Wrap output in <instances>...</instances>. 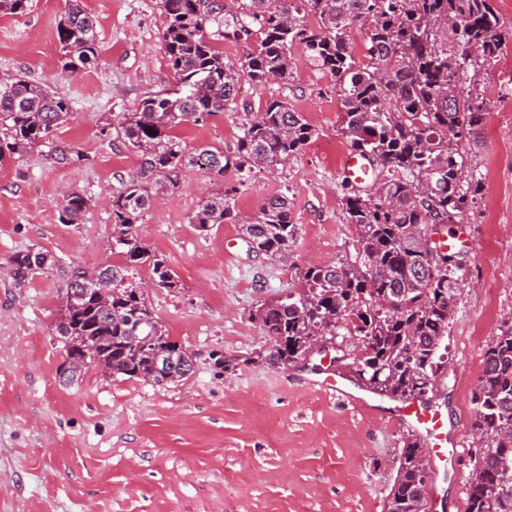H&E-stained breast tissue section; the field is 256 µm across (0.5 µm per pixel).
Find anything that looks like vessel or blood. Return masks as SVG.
I'll list each match as a JSON object with an SVG mask.
<instances>
[{"mask_svg": "<svg viewBox=\"0 0 512 512\" xmlns=\"http://www.w3.org/2000/svg\"><path fill=\"white\" fill-rule=\"evenodd\" d=\"M342 167L343 177L355 183L363 184L370 178V166L360 152L346 153ZM347 382L348 378L343 372L331 371L319 387L343 404L369 407V397L352 393ZM390 414L395 425L415 430L433 442L435 450L430 456V464L446 468L454 465L458 456V441L439 404L430 399H414L391 406Z\"/></svg>", "mask_w": 512, "mask_h": 512, "instance_id": "obj_1", "label": "vessel or blood"}]
</instances>
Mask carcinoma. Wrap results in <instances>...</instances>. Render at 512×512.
<instances>
[{"label": "carcinoma", "mask_w": 512, "mask_h": 512, "mask_svg": "<svg viewBox=\"0 0 512 512\" xmlns=\"http://www.w3.org/2000/svg\"><path fill=\"white\" fill-rule=\"evenodd\" d=\"M31 0H0V14H22ZM166 23L162 45L175 88L144 96L118 117L117 134L142 162L124 191L112 199V239L120 265L97 278L109 284L99 302L84 298L86 273L71 268L60 281L63 306L56 332L64 361L60 378L82 370V348L95 346L97 366L114 378L152 376L156 384L186 377L175 370L153 374L159 354L177 347L146 306L127 272L148 264L161 288L180 287L164 260L139 239L136 223L150 203L148 187L176 185L185 168L206 167L216 179L234 175L200 204L192 223L241 224L248 250L284 260L299 227L288 190L267 198L252 222H240L237 198L254 169L275 167L301 151L313 127L288 101L272 98L253 113L239 100V83L293 81L291 48L303 47L310 63L329 75L341 101L340 131L352 150L365 154L373 181H344L352 250L338 262L299 269L300 289L265 304L259 319L270 338L269 360L297 362L311 344L336 339L338 327L365 342L357 352L334 345L366 389L409 400L434 391L443 368L444 340L465 269L434 236L452 232L481 196L482 181L465 167L470 135L485 116L474 88L479 68L499 55L512 32L502 29L495 0H159ZM363 30L358 58L348 42ZM65 52L62 69L75 73L96 59L97 24L81 0H68L56 26ZM256 37L244 57L232 60L214 45ZM72 112L69 99L23 77L0 80V165L54 136ZM225 112L239 120L235 148L187 150L174 130ZM90 199L64 197L61 220L76 224ZM56 265L43 252L9 259L17 288ZM474 427L486 438L478 451L466 512H512V324L486 350L472 395ZM429 481L424 444L404 440L397 477L384 512H422Z\"/></svg>", "instance_id": "obj_1"}]
</instances>
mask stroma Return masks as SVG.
I'll use <instances>...</instances> for the list:
<instances>
[{"label": "stroma", "instance_id": "1", "mask_svg": "<svg viewBox=\"0 0 512 512\" xmlns=\"http://www.w3.org/2000/svg\"><path fill=\"white\" fill-rule=\"evenodd\" d=\"M99 33L94 64L61 68L56 26L66 0H32L22 15H0V75H23L72 101L59 141L80 151L58 164L41 143L0 167V512H383L406 429L380 411L337 405L312 388L319 357L288 366L268 362L271 347L257 316L298 287L297 267L341 257L347 224L340 161L306 146L274 168L257 169L241 188V221L289 186L300 231L287 263L249 253L238 224L198 230L191 217L218 187L204 169L177 187L152 192L137 224L139 238L164 258L181 286L154 285L149 266L133 281L172 341L194 356L193 372L159 386L122 380L89 367L71 384L55 324L62 305L56 277L18 288L8 273L17 252H44L94 272L119 263L112 250L109 198L135 176L141 158L118 137L113 119L146 93L173 85L158 0H83ZM294 82H241L239 97L259 109L287 98L315 130L316 142L344 145L340 98L330 76L293 47ZM484 121L466 167L494 188L461 229L466 275L448 327V355L434 399L460 441L453 469L431 471L437 512H465L474 473L472 393L483 356L512 316V41L477 76ZM187 149L233 151V116L218 113L176 130ZM92 206L78 224L61 221L65 192ZM237 359L225 371L224 358Z\"/></svg>", "mask_w": 512, "mask_h": 512}]
</instances>
